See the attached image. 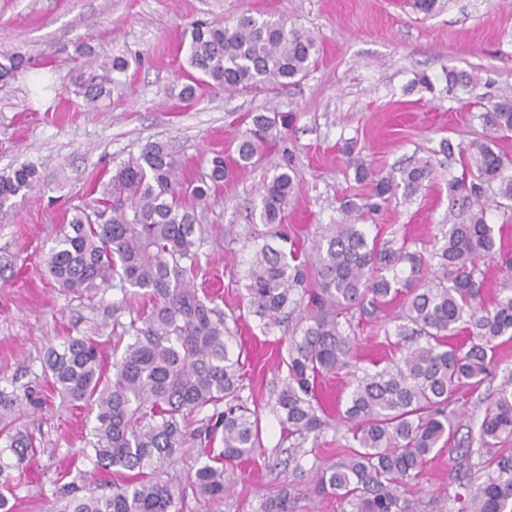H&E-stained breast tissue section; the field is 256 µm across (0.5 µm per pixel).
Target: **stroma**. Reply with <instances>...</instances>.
Segmentation results:
<instances>
[{"label":"stroma","instance_id":"obj_1","mask_svg":"<svg viewBox=\"0 0 512 512\" xmlns=\"http://www.w3.org/2000/svg\"><path fill=\"white\" fill-rule=\"evenodd\" d=\"M245 13L283 20L314 37L316 66L278 90L230 92L201 81L187 63L193 23ZM83 45L129 63L97 110L74 94ZM1 50L23 54L29 67L0 80V174L32 162L40 175L25 198L0 211V387L13 381L31 387L35 403L24 426L40 444L28 483L15 491L16 512H47L58 471L92 469L81 454L92 420L43 382L47 340L90 336L107 356L113 323L136 315L120 286L79 300L48 278L49 251L74 209L93 204V187L105 172L154 141L170 146L183 179L192 180L212 151L232 156L249 113L273 110L293 114L288 137L255 165L230 167L213 189L201 216L206 241L198 279L204 291H221L222 309L238 318L266 451L238 468L231 497L189 496L176 510L261 512L282 480L297 490L293 512H344L336 498H311L308 477L279 473L267 455L283 438L267 401L285 349L276 334L263 333L237 283L257 234L266 230L262 185L284 166L297 171L282 228L304 243L317 227L344 220L347 199L358 205L368 233L393 230L432 243L439 225L459 210L448 180L461 168L442 154V144L484 136L481 108L471 96L487 101L512 88V0H441L431 15L417 11L413 0H0ZM451 68L479 75L474 95L447 92ZM422 73L433 90L416 84ZM187 83L196 86L191 101L179 96ZM349 141L378 175L421 159L432 160L434 172L411 200L369 211L370 185L356 179L343 151ZM453 467L445 453L429 460L413 494L443 496L454 486Z\"/></svg>","mask_w":512,"mask_h":512}]
</instances>
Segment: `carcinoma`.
<instances>
[{
  "label": "carcinoma",
  "instance_id": "1",
  "mask_svg": "<svg viewBox=\"0 0 512 512\" xmlns=\"http://www.w3.org/2000/svg\"><path fill=\"white\" fill-rule=\"evenodd\" d=\"M317 61L316 41L281 20L245 16L192 26L188 63L226 90L284 87L304 77ZM19 53H0V79L27 68ZM122 58L79 67L75 87L86 106L110 95L114 75L126 71ZM448 90L475 91L480 78L450 69ZM492 135L454 149L461 176L448 179V196L467 207L466 220L441 224L434 243L395 231L369 235L351 219L359 210L344 203L346 219L321 226L311 256L264 242L244 270L249 312L266 331L288 327L286 376L273 384L268 405L279 419L288 464L302 469L309 452L335 426L321 394L331 374L349 377L341 435L346 453L327 465L313 463V494L336 497L346 512H428L429 504L407 497L429 456L451 449L467 461L468 473L454 475L448 512H512V368L502 366L499 347L512 340V288L485 292L486 264L512 256L503 229L487 223L483 197L496 186L512 202V158L494 141L512 134V90L497 96L479 114ZM293 117L254 112L237 141L232 162L239 168L283 139ZM355 176L372 184L377 210L402 193L409 199L430 179L429 161L399 175L377 177L354 156ZM224 153L209 160V171L194 182L182 180L177 159L163 142L145 145L101 183L100 197L77 208L68 230L56 241L47 270L59 290L93 298L119 282L132 299L150 307L108 337L112 360L90 336H68L49 344L43 376L63 401L94 414L90 461L103 475L107 492L66 481L56 474L50 512H170L175 500L191 494L218 500L234 486L235 468L262 450L260 413L249 407L237 328L230 327L215 299L199 295L203 228L198 208L224 182ZM297 175L290 167L266 182L260 219L272 229L283 221ZM38 182V170L22 164L0 175V210L11 208ZM384 320L390 354L367 366L354 348L355 322ZM142 326H136L137 320ZM500 378L492 394L480 389ZM485 405L475 435L458 437L462 409L472 398ZM30 400L25 386L0 388V512H13L7 493L26 482L37 455L36 438L22 428ZM477 450H472V447ZM201 451L183 479L161 481L157 473L192 449ZM293 484H282L263 512H290Z\"/></svg>",
  "mask_w": 512,
  "mask_h": 512
}]
</instances>
